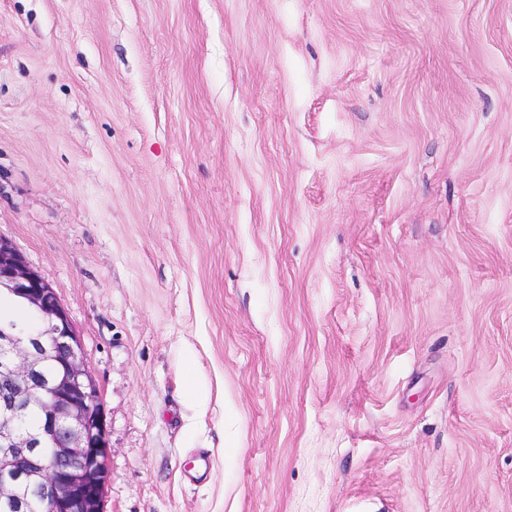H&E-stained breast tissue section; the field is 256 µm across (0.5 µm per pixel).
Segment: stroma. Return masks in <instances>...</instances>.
Here are the masks:
<instances>
[{
	"instance_id": "stroma-1",
	"label": "stroma",
	"mask_w": 512,
	"mask_h": 512,
	"mask_svg": "<svg viewBox=\"0 0 512 512\" xmlns=\"http://www.w3.org/2000/svg\"><path fill=\"white\" fill-rule=\"evenodd\" d=\"M0 236L105 512H512V0H0Z\"/></svg>"
}]
</instances>
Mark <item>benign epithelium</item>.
<instances>
[{
    "label": "benign epithelium",
    "instance_id": "1",
    "mask_svg": "<svg viewBox=\"0 0 512 512\" xmlns=\"http://www.w3.org/2000/svg\"><path fill=\"white\" fill-rule=\"evenodd\" d=\"M35 325L0 321V501L37 490L42 512H104L109 448L99 393L72 320L55 290L0 236V300ZM35 410L39 423L19 420Z\"/></svg>",
    "mask_w": 512,
    "mask_h": 512
}]
</instances>
